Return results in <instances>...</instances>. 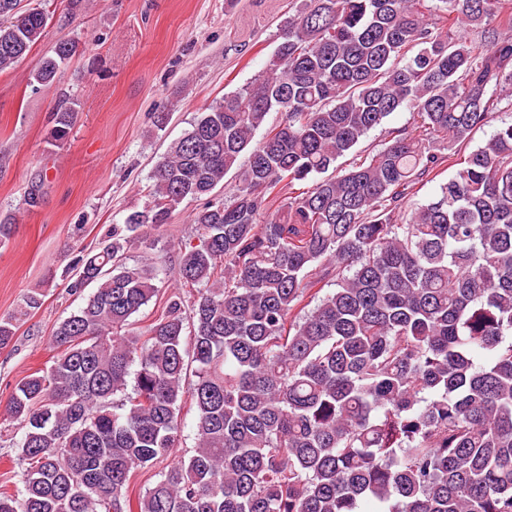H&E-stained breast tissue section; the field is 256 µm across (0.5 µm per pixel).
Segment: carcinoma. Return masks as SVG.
Instances as JSON below:
<instances>
[{"instance_id": "carcinoma-1", "label": "carcinoma", "mask_w": 512, "mask_h": 512, "mask_svg": "<svg viewBox=\"0 0 512 512\" xmlns=\"http://www.w3.org/2000/svg\"><path fill=\"white\" fill-rule=\"evenodd\" d=\"M47 21L0 0V73ZM507 29L512 0H303L269 67L198 113L150 202L77 260L69 291L97 288L9 398L28 467L0 512H512V123L462 152L512 111ZM75 51L57 43L33 80L51 86ZM404 108L411 127L327 175ZM74 116L59 102L54 141ZM188 198L203 201L175 268L189 296L138 330L167 270L125 250ZM186 396L194 453L165 466Z\"/></svg>"}]
</instances>
